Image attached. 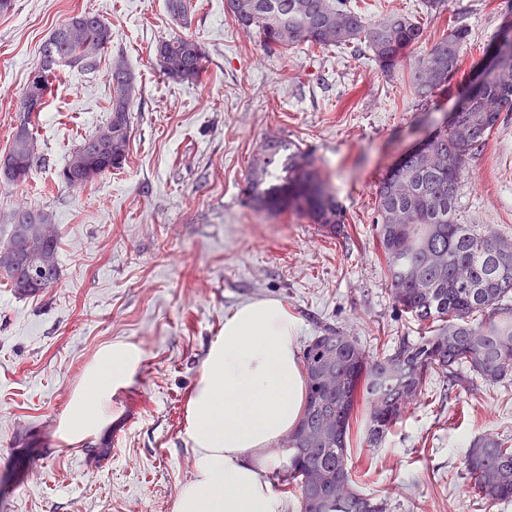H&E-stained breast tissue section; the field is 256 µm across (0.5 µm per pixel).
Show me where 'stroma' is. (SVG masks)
Instances as JSON below:
<instances>
[{
	"mask_svg": "<svg viewBox=\"0 0 512 512\" xmlns=\"http://www.w3.org/2000/svg\"><path fill=\"white\" fill-rule=\"evenodd\" d=\"M193 2L183 27L168 0H13L0 13V155L52 31L85 11L112 25L96 72L61 67L27 180L0 182V242L16 209L50 211L61 269L55 286L29 298L0 276V512H173L194 464L188 397L225 314L244 303L280 301L300 346L325 324L370 352L380 337L419 332L387 287L375 188L474 85L512 21L501 0H449L441 14L423 12L420 0H352L371 21L392 10L412 16L430 43L468 29L457 74L426 102L410 82L415 54L388 77L349 50L270 51L225 15L224 0ZM178 34L203 47L195 79L167 77L156 59V45ZM119 57L137 82L126 165L70 188L59 172L102 127L107 72ZM268 138L313 154L347 216L346 237L248 204L250 164ZM458 211L461 223L491 224L512 239V112L470 164ZM116 340L143 350L138 374L113 397L109 426L62 442L84 367ZM367 422L358 408L350 464L366 475L358 490L385 499L390 512H512L482 503L463 477L474 439L512 434V384L448 393L434 376L379 447L360 442Z\"/></svg>",
	"mask_w": 512,
	"mask_h": 512,
	"instance_id": "35a3bbf8",
	"label": "stroma"
}]
</instances>
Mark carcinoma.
Returning a JSON list of instances; mask_svg holds the SVG:
<instances>
[{"mask_svg": "<svg viewBox=\"0 0 512 512\" xmlns=\"http://www.w3.org/2000/svg\"><path fill=\"white\" fill-rule=\"evenodd\" d=\"M172 20L183 25L193 0H168ZM224 13L239 27L257 33L270 50L305 44L311 48L368 49L381 72L392 75L405 55L423 44L424 28L410 16L391 12L369 22L350 0H224ZM468 30L454 27L420 53L411 73L415 95L427 101L457 73ZM112 43V25L81 12L61 23L44 43L39 68L46 70L42 95L57 72L49 58L89 72L98 50ZM501 49L480 96L458 115L456 125L439 131L428 153L408 154L400 167L375 189L376 239L387 267L393 303L420 327L417 336H396L380 354H368L353 337L324 325L302 351L307 394L294 444L277 481L298 491L299 512H387V503L358 491L347 448L351 420L359 400L368 409L363 443L376 448L397 423L403 409L435 374L464 392L480 379L498 385L512 378V240L491 224H462L458 196L469 162L487 146L504 112H512V27L497 36ZM160 66L172 79L198 76L201 45L176 35L155 48ZM135 76L122 58L108 72L111 102L133 103ZM24 134H13L10 151L19 168H0V180L25 181L34 161L33 130L40 112L23 113ZM103 129L112 131L110 155L97 156L98 135L84 138L74 154L101 176L125 165L130 112L109 109ZM63 183L82 188L87 170L67 162ZM251 204L271 213H293L332 237L344 234V216L331 186L320 179L314 157L276 138L263 142L253 158L247 182ZM35 265L49 268L18 288L12 272H0L15 294L36 296L60 278L57 234L33 245ZM485 313L474 322L471 317ZM465 478L488 505L512 502V435L481 437L468 450Z\"/></svg>", "mask_w": 512, "mask_h": 512, "instance_id": "1", "label": "carcinoma"}]
</instances>
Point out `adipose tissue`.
<instances>
[{"instance_id":"1","label":"adipose tissue","mask_w":512,"mask_h":512,"mask_svg":"<svg viewBox=\"0 0 512 512\" xmlns=\"http://www.w3.org/2000/svg\"><path fill=\"white\" fill-rule=\"evenodd\" d=\"M297 354L295 326L278 301H252L225 317L189 398L185 436L195 465L173 512H284L267 473L305 401ZM143 358L129 342L98 351L60 424L63 441L80 442L108 423L113 392L134 377Z\"/></svg>"}]
</instances>
